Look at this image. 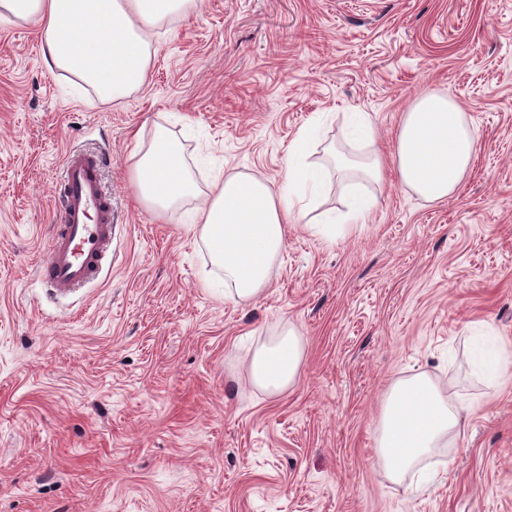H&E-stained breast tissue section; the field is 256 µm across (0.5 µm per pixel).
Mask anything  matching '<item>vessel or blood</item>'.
<instances>
[{"label": "vessel or blood", "mask_w": 512, "mask_h": 512, "mask_svg": "<svg viewBox=\"0 0 512 512\" xmlns=\"http://www.w3.org/2000/svg\"><path fill=\"white\" fill-rule=\"evenodd\" d=\"M105 164L100 152L72 149L65 157L57 227L36 269L38 279L56 294L65 296L96 283L115 258L112 200L101 178Z\"/></svg>", "instance_id": "b4317fda"}]
</instances>
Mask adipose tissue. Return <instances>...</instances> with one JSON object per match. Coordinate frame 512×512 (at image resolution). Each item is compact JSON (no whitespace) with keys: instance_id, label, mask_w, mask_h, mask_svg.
I'll return each mask as SVG.
<instances>
[{"instance_id":"ef3b65f1","label":"adipose tissue","mask_w":512,"mask_h":512,"mask_svg":"<svg viewBox=\"0 0 512 512\" xmlns=\"http://www.w3.org/2000/svg\"><path fill=\"white\" fill-rule=\"evenodd\" d=\"M193 0H0V14L33 21L47 62L75 75L101 100H117L147 81L151 40L166 19ZM318 124L302 128L288 157L283 180L272 184L252 175L214 174L200 189L180 143L162 128L132 170L140 200L165 212L195 200L193 226L217 269L224 299L252 301L269 285L270 269L284 250L288 227L296 223L295 201L317 193L331 169L308 160ZM349 142L371 145L364 160L337 165L342 181L381 183L386 171L428 201L454 193L477 154V144L458 104L428 92L404 113L388 151L375 146L366 113L345 115ZM469 362L473 378L497 386L512 376V355L486 324L470 328ZM302 357L295 330L283 331L258 348L249 365L253 385L271 393L288 388ZM459 409L432 379L415 374L393 384L381 408L377 448L388 477L396 483L458 430Z\"/></svg>"}]
</instances>
